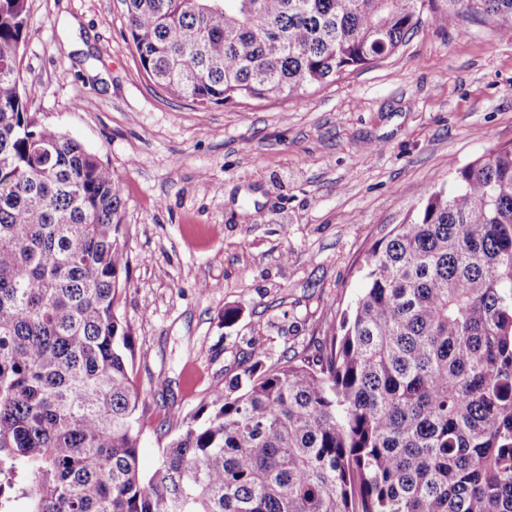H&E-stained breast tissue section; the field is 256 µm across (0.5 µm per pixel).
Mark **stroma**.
<instances>
[{"mask_svg": "<svg viewBox=\"0 0 512 512\" xmlns=\"http://www.w3.org/2000/svg\"><path fill=\"white\" fill-rule=\"evenodd\" d=\"M28 8L31 112L121 186L117 313L136 353L147 474L255 350L271 363L318 356L375 244L453 168L512 143V32L449 16L446 0L381 62L289 98L209 108L152 86L121 0Z\"/></svg>", "mask_w": 512, "mask_h": 512, "instance_id": "obj_1", "label": "stroma"}]
</instances>
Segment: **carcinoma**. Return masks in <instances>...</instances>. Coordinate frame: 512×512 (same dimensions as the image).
I'll use <instances>...</instances> for the list:
<instances>
[{"label": "carcinoma", "mask_w": 512, "mask_h": 512, "mask_svg": "<svg viewBox=\"0 0 512 512\" xmlns=\"http://www.w3.org/2000/svg\"><path fill=\"white\" fill-rule=\"evenodd\" d=\"M139 68L201 107L291 97L394 54L434 0H122ZM512 31V0H446ZM0 0V509L512 512V144L366 258L319 359L265 352L138 468L121 190L20 89Z\"/></svg>", "instance_id": "cac0c4a2"}]
</instances>
